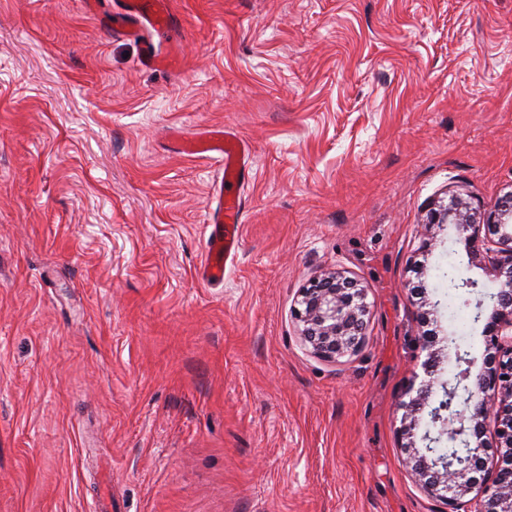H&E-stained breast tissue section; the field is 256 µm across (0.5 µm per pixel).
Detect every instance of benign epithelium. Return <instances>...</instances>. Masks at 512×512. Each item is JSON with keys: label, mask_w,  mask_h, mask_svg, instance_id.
Masks as SVG:
<instances>
[{"label": "benign epithelium", "mask_w": 512, "mask_h": 512, "mask_svg": "<svg viewBox=\"0 0 512 512\" xmlns=\"http://www.w3.org/2000/svg\"><path fill=\"white\" fill-rule=\"evenodd\" d=\"M429 223L453 226L473 258L487 259L497 274L498 289L482 330L483 367L473 384L481 398L459 393L471 370L454 375L444 386L448 401L429 412L431 422L441 428L435 436L429 430L424 433L422 448L412 442L404 446L408 464L421 488L444 501L448 512H460L464 498L472 493L477 512H512V192L480 217L464 198L452 196L444 207L430 210ZM368 315L364 289L335 271L310 280L294 308L306 345L330 361L363 347ZM431 393L432 387L423 384L403 404L400 435L412 434L416 413ZM490 419L494 430L488 437ZM446 438L463 440L462 455L446 459L434 451Z\"/></svg>", "instance_id": "obj_1"}]
</instances>
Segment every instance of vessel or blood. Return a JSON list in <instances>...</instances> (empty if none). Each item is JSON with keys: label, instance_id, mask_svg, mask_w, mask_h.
I'll return each mask as SVG.
<instances>
[{"label": "vessel or blood", "instance_id": "b4317fda", "mask_svg": "<svg viewBox=\"0 0 512 512\" xmlns=\"http://www.w3.org/2000/svg\"><path fill=\"white\" fill-rule=\"evenodd\" d=\"M125 7L127 15L146 19L158 39L170 37L175 18L169 0H126ZM176 150L214 160L221 163L224 169L215 202L206 208L210 232L206 259L199 271L205 281H223L227 262L234 259L239 249V226L243 222L244 202L236 187L243 181L247 170L244 160L246 145L233 132L210 129L177 142Z\"/></svg>", "mask_w": 512, "mask_h": 512}]
</instances>
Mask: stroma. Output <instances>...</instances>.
<instances>
[{"label": "stroma", "mask_w": 512, "mask_h": 512, "mask_svg": "<svg viewBox=\"0 0 512 512\" xmlns=\"http://www.w3.org/2000/svg\"><path fill=\"white\" fill-rule=\"evenodd\" d=\"M170 2L154 70L122 0H0V512H448L396 430L456 371L439 268L498 287L427 216L512 192V0ZM204 126L251 148L219 283ZM324 271L370 305L336 361L293 316ZM431 393L432 387L430 384H423L417 389L416 396L412 397L409 402L403 404L405 413L401 418V425L398 430L401 436H407L409 439L413 438L412 432L414 431L417 425L416 421L418 420L416 418V413L426 406Z\"/></svg>", "instance_id": "stroma-1"}]
</instances>
